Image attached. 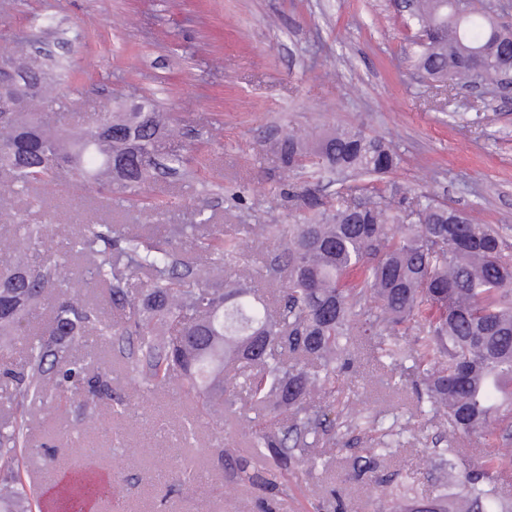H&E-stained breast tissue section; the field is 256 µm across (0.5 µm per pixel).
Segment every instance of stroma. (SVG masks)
I'll list each match as a JSON object with an SVG mask.
<instances>
[{"label": "stroma", "mask_w": 512, "mask_h": 512, "mask_svg": "<svg viewBox=\"0 0 512 512\" xmlns=\"http://www.w3.org/2000/svg\"><path fill=\"white\" fill-rule=\"evenodd\" d=\"M405 36L392 0H0V40H28L66 66L59 98L72 129L92 125L103 108L153 100L181 130L166 150L195 173L186 183L153 176L130 201L94 188L31 189L0 211V242L18 237L20 225H49L29 263L67 258L71 280L113 327L109 336L86 335L80 350L86 374L110 379L111 395L94 415L77 393L27 403L28 484L41 491L63 468L92 466L112 482L98 512H330L334 497L345 512H375L377 485L351 477L374 433L337 419L329 444L312 450L318 469L290 470L272 491L260 483L270 466L253 445L251 414L209 417L178 384L141 386L128 369L136 344L120 333L125 315L90 279L89 260L70 258L69 244L88 224L164 234L205 215L237 238L231 278L253 281L275 253L260 225L301 221L289 193L306 186L333 203L339 190L311 167L284 172L269 142L284 129L316 136L341 127L362 128L398 153L385 185L459 207L512 243V85L419 79L404 57ZM375 353L369 342L356 345L331 399L383 426L403 424L379 468L401 490L419 498L457 491V480L442 482L432 449L455 447L473 465L505 451L498 440L449 439L445 420L419 411L415 374ZM242 461L252 480L240 479Z\"/></svg>", "instance_id": "obj_1"}]
</instances>
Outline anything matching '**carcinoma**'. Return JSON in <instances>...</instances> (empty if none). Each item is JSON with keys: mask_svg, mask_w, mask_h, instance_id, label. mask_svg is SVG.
<instances>
[{"mask_svg": "<svg viewBox=\"0 0 512 512\" xmlns=\"http://www.w3.org/2000/svg\"><path fill=\"white\" fill-rule=\"evenodd\" d=\"M417 31L408 50L412 67L450 86L476 78L502 85L512 78V28L476 0H411L404 17ZM0 57L32 60L28 74L39 85L28 111L0 116V183L12 191L37 187L49 193L65 185L92 186L135 196L152 172L181 178L185 159L160 156L174 117L151 106L148 112H102L95 126L72 133L66 113L48 112L57 97L60 66L48 50L25 52V42L0 45ZM290 170L308 164L338 175L346 187L334 209L323 207L309 188L291 198L312 212L304 224L262 227L278 242L265 276L288 272L281 304L272 309L254 286L225 277L238 262L232 237L211 233L200 239L205 272L178 259L172 240L198 237L200 224L174 226L166 235L114 237L112 225L88 224L74 243L92 256L90 277L109 285V301L127 313L138 356L130 372L149 386L172 381L194 393L202 411L220 403H242L260 416L275 404L281 417L254 432L273 471L299 464L331 422L332 406L311 405L316 391L328 393L336 360L354 336L380 341L381 356L410 361L421 374L429 412L448 418L449 432L509 437L512 424V254L496 228L473 224L464 213L428 197L381 191L366 194L360 181L385 174L399 162L381 139L358 128L338 129L311 142L286 132L270 143ZM14 243L16 261L0 268V340L25 336L33 311L46 306L47 327L26 336V356L15 388L3 399L18 408L30 397H60L85 384L84 408L94 412L109 392L105 375L83 377L78 349L89 330L112 333V324L77 300L64 266L54 259L30 267L25 254L43 246L47 224H23ZM144 274L141 288L128 282ZM416 331L411 345L396 329ZM234 375L224 380V367ZM28 451L27 423L19 413L0 421V512H32L33 498L20 477ZM440 461L462 470L459 490L412 500L409 512H512V498L499 482L512 472L511 454H490L473 469L455 448H435ZM377 449L354 467V477L375 474ZM377 512H391L398 492L387 479ZM98 482L77 473L41 503L42 512H83Z\"/></svg>", "mask_w": 512, "mask_h": 512, "instance_id": "1", "label": "carcinoma"}]
</instances>
